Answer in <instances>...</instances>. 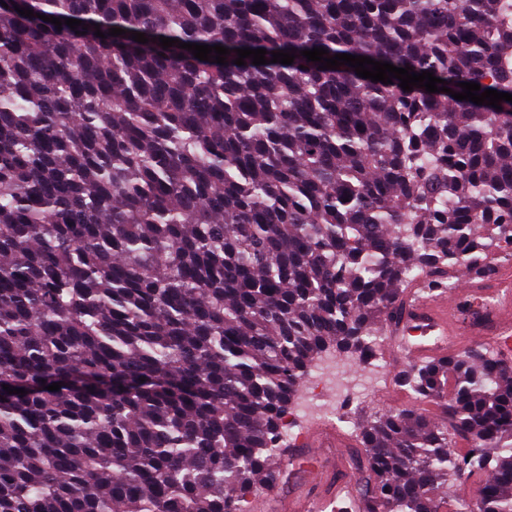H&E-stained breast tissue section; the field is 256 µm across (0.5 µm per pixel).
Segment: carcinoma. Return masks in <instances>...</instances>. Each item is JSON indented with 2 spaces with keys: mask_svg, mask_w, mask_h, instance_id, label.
Returning a JSON list of instances; mask_svg holds the SVG:
<instances>
[{
  "mask_svg": "<svg viewBox=\"0 0 512 512\" xmlns=\"http://www.w3.org/2000/svg\"><path fill=\"white\" fill-rule=\"evenodd\" d=\"M3 2L0 512H245L281 484L323 355L362 356L408 289L491 281L512 250V102L301 55L512 94V0ZM397 381L440 416L358 423L337 512H512V361Z\"/></svg>",
  "mask_w": 512,
  "mask_h": 512,
  "instance_id": "carcinoma-1",
  "label": "carcinoma"
}]
</instances>
